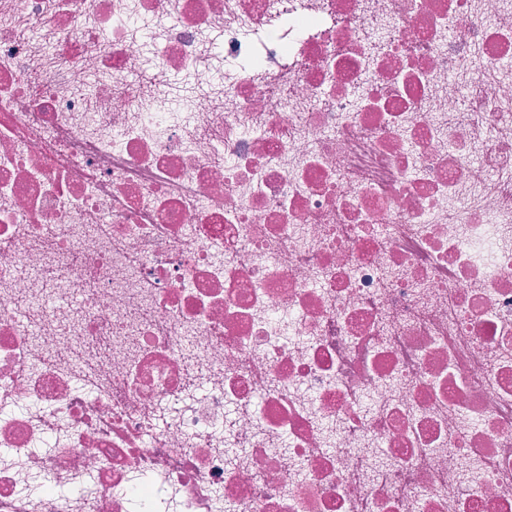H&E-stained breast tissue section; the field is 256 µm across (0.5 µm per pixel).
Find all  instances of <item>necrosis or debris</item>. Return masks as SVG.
Returning a JSON list of instances; mask_svg holds the SVG:
<instances>
[{
    "label": "necrosis or debris",
    "mask_w": 512,
    "mask_h": 512,
    "mask_svg": "<svg viewBox=\"0 0 512 512\" xmlns=\"http://www.w3.org/2000/svg\"><path fill=\"white\" fill-rule=\"evenodd\" d=\"M0 512H512V0H0Z\"/></svg>",
    "instance_id": "4bbe7bcc"
}]
</instances>
